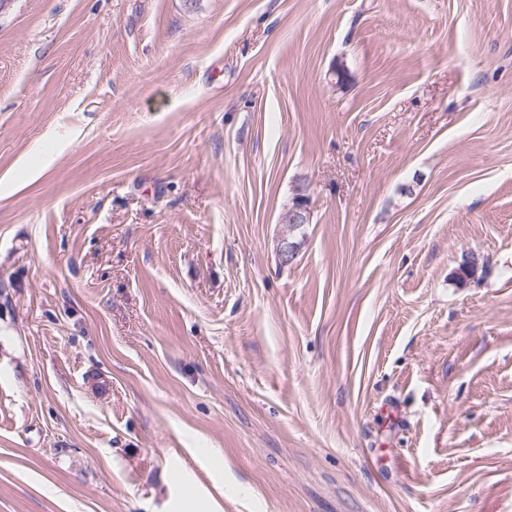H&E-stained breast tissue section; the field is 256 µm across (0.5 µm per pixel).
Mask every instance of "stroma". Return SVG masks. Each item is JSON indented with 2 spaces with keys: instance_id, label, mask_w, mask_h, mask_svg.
I'll use <instances>...</instances> for the list:
<instances>
[{
  "instance_id": "obj_1",
  "label": "stroma",
  "mask_w": 512,
  "mask_h": 512,
  "mask_svg": "<svg viewBox=\"0 0 512 512\" xmlns=\"http://www.w3.org/2000/svg\"><path fill=\"white\" fill-rule=\"evenodd\" d=\"M214 503L512 512V0L0 11V512Z\"/></svg>"
}]
</instances>
